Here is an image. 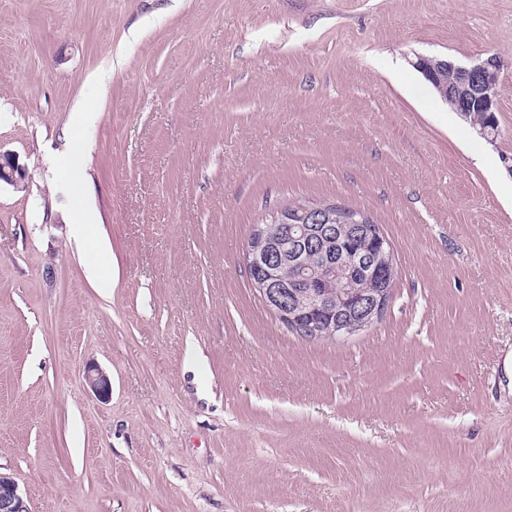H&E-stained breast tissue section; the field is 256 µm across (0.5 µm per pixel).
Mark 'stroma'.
Wrapping results in <instances>:
<instances>
[{"label": "stroma", "instance_id": "stroma-1", "mask_svg": "<svg viewBox=\"0 0 512 512\" xmlns=\"http://www.w3.org/2000/svg\"><path fill=\"white\" fill-rule=\"evenodd\" d=\"M417 53L500 56L496 143ZM0 150L27 170L0 472L30 512H512V0H0ZM299 198L390 241L367 331L302 339L252 287L253 224ZM84 380L87 386L101 399H107L112 393V383L109 376L97 365H88L85 369Z\"/></svg>", "mask_w": 512, "mask_h": 512}]
</instances>
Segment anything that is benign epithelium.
I'll list each match as a JSON object with an SVG mask.
<instances>
[{"label":"benign epithelium","instance_id":"benign-epithelium-1","mask_svg":"<svg viewBox=\"0 0 512 512\" xmlns=\"http://www.w3.org/2000/svg\"><path fill=\"white\" fill-rule=\"evenodd\" d=\"M432 61L431 56L418 55L412 65L437 89L442 92L448 91L445 100L452 101L459 114L463 115L474 109L487 113L488 120L475 128V131L486 141H495L500 134L496 117L501 68L498 55L490 54L471 65H460L442 57L439 59V67L435 68ZM25 178L24 168L16 164L10 156L0 154V183L4 182L18 188L24 183ZM295 219L298 223L292 225L287 242L282 247H269L258 224L252 226L251 235L247 240L244 261L253 270L251 284L259 290L266 306L276 313L287 329L294 332L300 328L297 315L276 275V270L287 251L296 257L298 265L299 275L295 287L311 289L314 308L333 306V300L315 290L317 284L306 275L303 256L309 254L323 261L339 278L347 277L358 269L381 283L380 288L361 296L352 304L347 320L336 324L337 338H346L376 322L390 302L396 278V266L382 265L379 261V256L390 249V242L380 225L365 223L364 214L359 218H350L352 234H366L375 240L376 253L360 255L344 247L334 253L324 249L325 240L333 238L336 234V225L332 224V210L324 207H306L295 216ZM84 380L99 398L107 399L111 395V380L98 366H87ZM0 512H29L16 482L1 473Z\"/></svg>","mask_w":512,"mask_h":512}]
</instances>
